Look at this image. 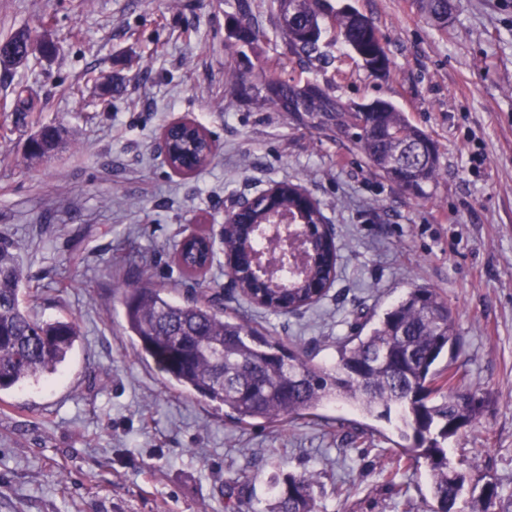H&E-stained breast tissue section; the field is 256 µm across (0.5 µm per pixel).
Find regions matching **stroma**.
<instances>
[{"mask_svg":"<svg viewBox=\"0 0 512 512\" xmlns=\"http://www.w3.org/2000/svg\"><path fill=\"white\" fill-rule=\"evenodd\" d=\"M370 17L390 71L367 70L326 29V65L299 66L275 32L233 43L234 0H0V39L26 29L56 45L0 65V236L18 246L42 320L82 336L57 374L0 391V512H265L274 478L308 472L323 512H429L426 462L400 460L397 421L332 402L314 414L243 425L172 386L125 329L134 282L178 302L223 293L264 332L332 364L336 343L410 288L454 313L453 363L484 393L485 415L449 439L455 468L475 462L512 495V0H451L446 27L415 0H329ZM309 79L349 107L392 102L439 150L426 198L379 175L352 133L240 96L228 68ZM196 120L216 144L198 174L158 149L170 120ZM62 139L37 159L41 126ZM301 185L339 247L316 304L277 314L251 303L216 253L198 280L174 249L199 225L220 231L224 203L270 184ZM399 466L397 494L383 471ZM249 477L229 484L234 473Z\"/></svg>","mask_w":512,"mask_h":512,"instance_id":"1","label":"stroma"}]
</instances>
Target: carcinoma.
Segmentation results:
<instances>
[{"instance_id":"carcinoma-1","label":"carcinoma","mask_w":512,"mask_h":512,"mask_svg":"<svg viewBox=\"0 0 512 512\" xmlns=\"http://www.w3.org/2000/svg\"><path fill=\"white\" fill-rule=\"evenodd\" d=\"M275 31L291 54L303 63L320 61L324 20L329 18L342 42L364 57L365 65L389 66L390 59L374 22L359 13L337 12L328 0H273ZM236 25L244 37L255 41L265 34L252 12L251 0H236ZM421 9L441 24L448 17V0H421ZM265 98L282 112H306L320 124L355 131V140L371 166L405 193L426 195L424 186L438 175L436 143L412 125L392 103L379 100L374 112L352 110L329 91L310 80L265 79ZM35 157L48 155L61 129L39 130ZM170 161L177 170L191 171L209 160L206 136L197 129L169 130ZM268 220L266 210L255 206L239 220L235 239L224 243L240 262L242 289L276 312H295L320 301L324 293L311 288L315 281L336 279L338 247L319 238L315 247L321 261L288 287H259L251 273L250 249L270 251V239L251 240L250 225ZM204 251L191 245L180 252L178 265L188 278L199 276ZM22 268L14 245L0 239V391L57 373L80 340L71 320L41 321L22 306ZM126 326L136 339L143 359H152L169 383L195 392L224 406L241 424L276 421L309 414L331 401H342L360 414L385 417L400 411L409 444L401 454L409 460H426L432 473L431 512H456L459 495L472 483L470 512H508L498 483L472 464L463 473L448 467L444 443L467 431L483 414L486 400L478 391L454 383L448 371V389L436 385L439 363L456 356L460 344L455 318L448 304L432 288H413L370 326L359 324L355 335L336 345V364L312 362L308 351L292 348L264 334L238 314L224 311V299L213 294L203 301L183 303L163 296L158 288L123 290ZM277 487L269 512H319L314 495L315 478L289 473L275 481Z\"/></svg>"}]
</instances>
